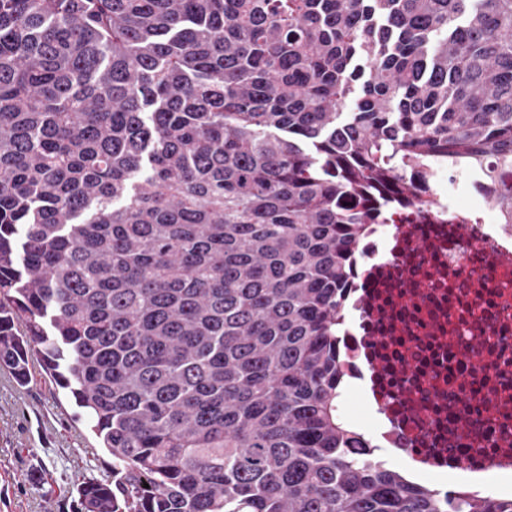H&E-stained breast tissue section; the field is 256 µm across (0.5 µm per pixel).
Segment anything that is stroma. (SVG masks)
I'll list each match as a JSON object with an SVG mask.
<instances>
[{
	"label": "stroma",
	"instance_id": "obj_1",
	"mask_svg": "<svg viewBox=\"0 0 512 512\" xmlns=\"http://www.w3.org/2000/svg\"><path fill=\"white\" fill-rule=\"evenodd\" d=\"M30 383L0 370V512H76L77 487L112 469L73 403L29 362Z\"/></svg>",
	"mask_w": 512,
	"mask_h": 512
}]
</instances>
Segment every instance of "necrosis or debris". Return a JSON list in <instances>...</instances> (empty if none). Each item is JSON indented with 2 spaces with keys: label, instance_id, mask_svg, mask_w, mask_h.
<instances>
[{
  "label": "necrosis or debris",
  "instance_id": "4bbe7bcc",
  "mask_svg": "<svg viewBox=\"0 0 512 512\" xmlns=\"http://www.w3.org/2000/svg\"><path fill=\"white\" fill-rule=\"evenodd\" d=\"M497 180L437 163L352 253L349 375L367 380L387 446L428 478L512 469V225L487 206Z\"/></svg>",
  "mask_w": 512,
  "mask_h": 512
}]
</instances>
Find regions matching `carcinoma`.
Here are the masks:
<instances>
[{"label":"carcinoma","instance_id":"obj_1","mask_svg":"<svg viewBox=\"0 0 512 512\" xmlns=\"http://www.w3.org/2000/svg\"><path fill=\"white\" fill-rule=\"evenodd\" d=\"M440 157L512 167V0H0V369L112 456L79 512H512L335 412L352 250Z\"/></svg>","mask_w":512,"mask_h":512}]
</instances>
